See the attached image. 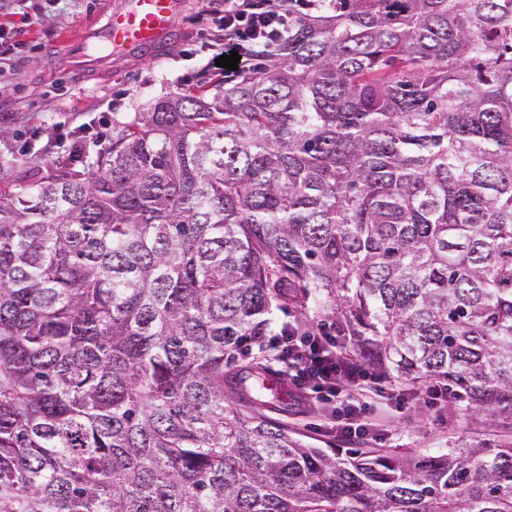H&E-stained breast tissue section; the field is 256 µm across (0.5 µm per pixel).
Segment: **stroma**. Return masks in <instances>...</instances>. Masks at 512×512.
<instances>
[{
  "mask_svg": "<svg viewBox=\"0 0 512 512\" xmlns=\"http://www.w3.org/2000/svg\"><path fill=\"white\" fill-rule=\"evenodd\" d=\"M106 2L29 0L41 23L19 42L13 32L21 15L0 11V56L10 60L0 69V126L19 133L0 143V161L18 170L46 169L67 157L74 167L85 168L109 147L113 125L132 121L150 102L216 79L204 60L217 50L224 0H185L162 59L115 56L99 71L72 67L63 55L65 38L102 18ZM376 409L385 425L375 445L390 452L414 448L433 453L492 437L486 417L460 411L442 416L424 405L418 388L396 387L394 395L378 399ZM328 411L322 404L306 415L301 406L277 403L269 414L333 454L347 443L325 430L322 420Z\"/></svg>",
  "mask_w": 512,
  "mask_h": 512,
  "instance_id": "35a3bbf8",
  "label": "stroma"
}]
</instances>
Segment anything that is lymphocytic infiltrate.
Masks as SVG:
<instances>
[{
	"label": "lymphocytic infiltrate",
	"mask_w": 512,
	"mask_h": 512,
	"mask_svg": "<svg viewBox=\"0 0 512 512\" xmlns=\"http://www.w3.org/2000/svg\"><path fill=\"white\" fill-rule=\"evenodd\" d=\"M223 30L225 48L240 56L273 52L288 36V0H266L260 7L253 0H224ZM269 346L298 387L335 400L325 418L329 432L349 441L376 438L377 428L361 401L372 389L369 373L354 356L337 349L335 335L321 327L306 336L270 337Z\"/></svg>",
	"instance_id": "obj_1"
}]
</instances>
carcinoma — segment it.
<instances>
[{
	"instance_id": "cac0c4a2",
	"label": "carcinoma",
	"mask_w": 512,
	"mask_h": 512,
	"mask_svg": "<svg viewBox=\"0 0 512 512\" xmlns=\"http://www.w3.org/2000/svg\"><path fill=\"white\" fill-rule=\"evenodd\" d=\"M0 180V512H512V0H313L278 56ZM497 440L326 454L275 312ZM336 303L326 297H322L308 312V320L316 325H335Z\"/></svg>"
}]
</instances>
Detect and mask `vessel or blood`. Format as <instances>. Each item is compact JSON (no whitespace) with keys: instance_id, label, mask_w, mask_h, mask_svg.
<instances>
[{"instance_id":"b4317fda","label":"vessel or blood","mask_w":512,"mask_h":512,"mask_svg":"<svg viewBox=\"0 0 512 512\" xmlns=\"http://www.w3.org/2000/svg\"><path fill=\"white\" fill-rule=\"evenodd\" d=\"M181 7L182 0H125L109 10L105 24L86 27L83 38L76 43L81 63L90 67L115 52L149 54L163 49Z\"/></svg>"}]
</instances>
